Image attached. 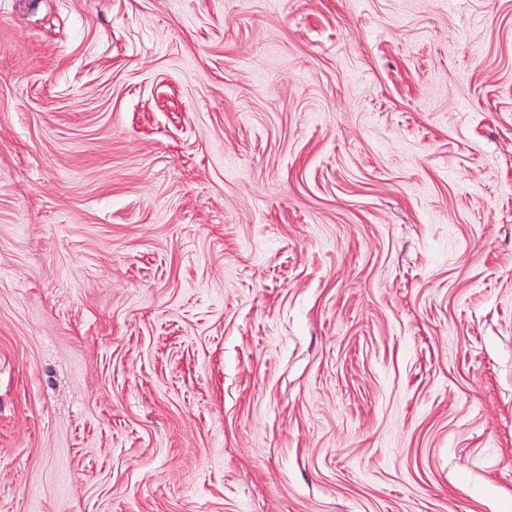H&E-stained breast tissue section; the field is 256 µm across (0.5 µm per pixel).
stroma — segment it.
Instances as JSON below:
<instances>
[{
  "mask_svg": "<svg viewBox=\"0 0 512 512\" xmlns=\"http://www.w3.org/2000/svg\"><path fill=\"white\" fill-rule=\"evenodd\" d=\"M0 512H512V0H0Z\"/></svg>",
  "mask_w": 512,
  "mask_h": 512,
  "instance_id": "35a3bbf8",
  "label": "stroma"
}]
</instances>
